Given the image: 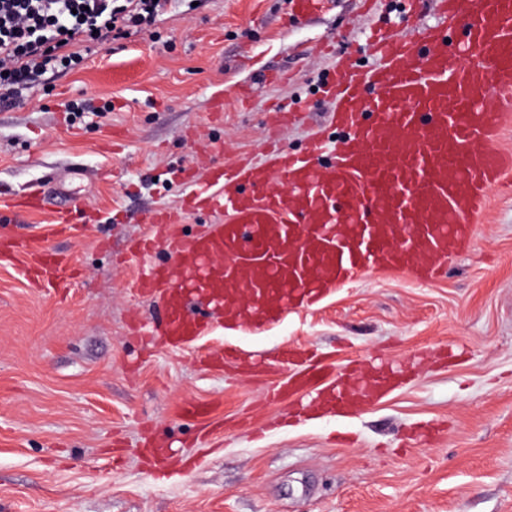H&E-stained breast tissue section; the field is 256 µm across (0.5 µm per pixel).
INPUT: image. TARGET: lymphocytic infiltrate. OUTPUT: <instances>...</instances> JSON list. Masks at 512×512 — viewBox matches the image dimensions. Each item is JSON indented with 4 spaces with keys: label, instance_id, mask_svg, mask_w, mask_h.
<instances>
[{
    "label": "lymphocytic infiltrate",
    "instance_id": "f902f5d3",
    "mask_svg": "<svg viewBox=\"0 0 512 512\" xmlns=\"http://www.w3.org/2000/svg\"><path fill=\"white\" fill-rule=\"evenodd\" d=\"M170 0H0V103L59 66L81 61L84 43L100 47L142 31L167 13Z\"/></svg>",
    "mask_w": 512,
    "mask_h": 512
}]
</instances>
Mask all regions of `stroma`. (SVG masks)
Instances as JSON below:
<instances>
[{
  "label": "stroma",
  "instance_id": "1",
  "mask_svg": "<svg viewBox=\"0 0 512 512\" xmlns=\"http://www.w3.org/2000/svg\"><path fill=\"white\" fill-rule=\"evenodd\" d=\"M376 2L329 0L292 24L287 0H172L0 109V197L57 188L41 210L0 208V232L30 243L0 266V512H512V190H489L475 242L435 282L380 271L258 325L212 314L181 348L134 330L157 307L129 253L152 232L144 215L211 168L262 159L269 138L298 153L335 136L320 86L376 64L366 39L401 0ZM284 102L305 120L274 126ZM61 208L73 235L56 231ZM39 249L81 276L30 284ZM289 347L335 374L383 361L405 379L355 414L293 421L294 397L271 396ZM216 349L232 361L207 363ZM190 400L209 414L186 416ZM148 433L180 464L147 466Z\"/></svg>",
  "mask_w": 512,
  "mask_h": 512
}]
</instances>
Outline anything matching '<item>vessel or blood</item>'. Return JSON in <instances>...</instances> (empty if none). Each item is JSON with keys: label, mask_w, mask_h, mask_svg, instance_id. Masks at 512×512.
Listing matches in <instances>:
<instances>
[{"label": "vessel or blood", "mask_w": 512, "mask_h": 512, "mask_svg": "<svg viewBox=\"0 0 512 512\" xmlns=\"http://www.w3.org/2000/svg\"><path fill=\"white\" fill-rule=\"evenodd\" d=\"M437 6L464 27L457 48L437 26L380 32L368 39L377 65L340 70L326 85L341 139L314 138L269 167L225 166L220 189L191 191L180 207L149 214L164 233L203 209L224 215L187 243L186 258L151 268L139 282L157 300V330L169 345L207 333L208 322L187 311L193 297L231 322L267 321L368 271L438 280L472 245V219L488 189L512 171V155L497 146L512 107V0ZM472 51L480 63L467 62ZM417 54L419 66L411 62ZM46 193L38 185L4 205L37 210ZM73 273L66 256L46 250L25 269L28 281L49 287ZM388 383L383 372H353L331 384V396L352 410Z\"/></svg>", "instance_id": "1"}]
</instances>
